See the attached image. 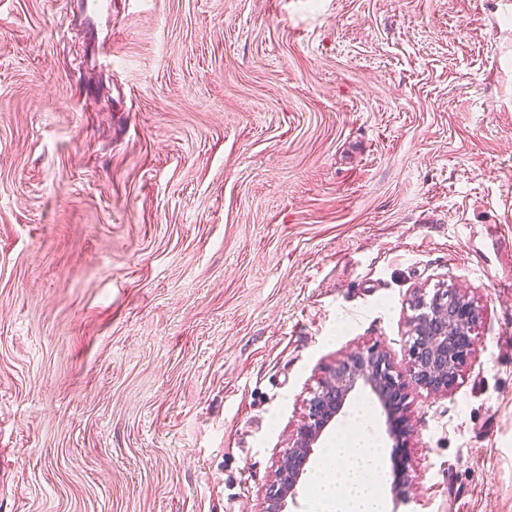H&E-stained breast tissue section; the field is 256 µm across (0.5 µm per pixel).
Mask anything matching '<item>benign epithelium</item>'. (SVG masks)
Wrapping results in <instances>:
<instances>
[{"mask_svg": "<svg viewBox=\"0 0 512 512\" xmlns=\"http://www.w3.org/2000/svg\"><path fill=\"white\" fill-rule=\"evenodd\" d=\"M410 310L409 358L403 369L394 371L386 352L371 347L340 359L313 392L288 456L278 465L269 486L266 512H285L314 447L351 393L370 390L390 418L401 410L407 387L447 391L460 367L475 355L481 309L469 296L453 288L438 289L431 295L424 291L412 300Z\"/></svg>", "mask_w": 512, "mask_h": 512, "instance_id": "obj_1", "label": "benign epithelium"}]
</instances>
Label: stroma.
Returning a JSON list of instances; mask_svg holds the SVG:
<instances>
[{"label": "stroma", "mask_w": 512, "mask_h": 512, "mask_svg": "<svg viewBox=\"0 0 512 512\" xmlns=\"http://www.w3.org/2000/svg\"><path fill=\"white\" fill-rule=\"evenodd\" d=\"M0 0V512H262L345 355L409 387L389 506L512 512V0ZM410 310L409 358L403 369L394 371L386 352L371 347L340 359L313 392L288 456L278 465L269 486L266 512L286 511L287 499L295 496L314 447L351 393L368 388L387 415L389 437L401 442L415 432L406 417L400 429L390 423L393 414L402 408L404 390L415 385L448 392L460 367L475 355L477 337L473 335L481 309L465 293L448 288L437 289L430 296L424 291L412 300Z\"/></svg>", "instance_id": "35a3bbf8"}]
</instances>
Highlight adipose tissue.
Returning <instances> with one entry per match:
<instances>
[{
  "label": "adipose tissue",
  "mask_w": 512,
  "mask_h": 512,
  "mask_svg": "<svg viewBox=\"0 0 512 512\" xmlns=\"http://www.w3.org/2000/svg\"><path fill=\"white\" fill-rule=\"evenodd\" d=\"M381 457L368 438L337 441L325 452L318 470L312 512H387L379 490L384 477Z\"/></svg>",
  "instance_id": "obj_1"
}]
</instances>
